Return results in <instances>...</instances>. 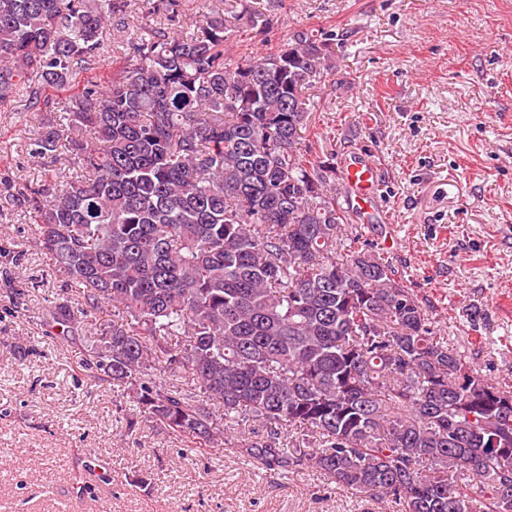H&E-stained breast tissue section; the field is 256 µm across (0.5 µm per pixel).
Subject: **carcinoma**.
<instances>
[{"instance_id": "1", "label": "carcinoma", "mask_w": 512, "mask_h": 512, "mask_svg": "<svg viewBox=\"0 0 512 512\" xmlns=\"http://www.w3.org/2000/svg\"><path fill=\"white\" fill-rule=\"evenodd\" d=\"M126 9L0 0V102L48 108L69 90L35 153L83 134L81 179L27 188L40 249L87 305L113 308L80 367L197 448L259 422L266 436L238 453L285 477L317 469L403 512H512V387L436 336L377 245L352 246L336 168L302 147L310 90L336 69L330 38L298 31L235 61L219 15L147 23L105 87L77 82ZM150 10L178 19L176 0ZM51 316L74 322L67 304ZM182 370L198 394L165 384ZM289 428L304 448L280 447Z\"/></svg>"}]
</instances>
